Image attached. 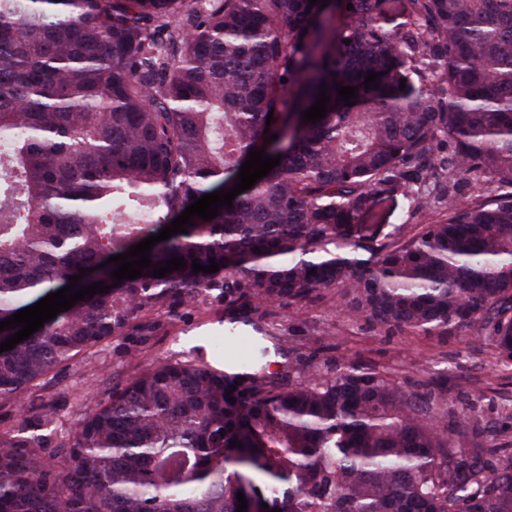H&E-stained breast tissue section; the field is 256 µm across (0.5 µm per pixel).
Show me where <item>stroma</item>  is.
I'll list each match as a JSON object with an SVG mask.
<instances>
[{
	"mask_svg": "<svg viewBox=\"0 0 512 512\" xmlns=\"http://www.w3.org/2000/svg\"><path fill=\"white\" fill-rule=\"evenodd\" d=\"M338 302L328 291L310 302L267 307L261 325L281 340L279 372L294 377L310 366L327 374L341 362L357 361L393 374L407 388L432 391L447 405L472 403L488 425L480 438L492 444L494 457L512 455V363L500 359L487 336L476 329L401 331L351 319ZM232 314L220 300L143 314L123 335L58 365L32 397L54 405L58 429H67L78 411L124 388L138 369L189 355L185 337L223 335Z\"/></svg>",
	"mask_w": 512,
	"mask_h": 512,
	"instance_id": "stroma-1",
	"label": "stroma"
}]
</instances>
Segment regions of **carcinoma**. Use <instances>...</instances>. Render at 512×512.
<instances>
[{
  "mask_svg": "<svg viewBox=\"0 0 512 512\" xmlns=\"http://www.w3.org/2000/svg\"><path fill=\"white\" fill-rule=\"evenodd\" d=\"M324 83L327 115L303 122ZM1 132L0 321L82 268L110 290L0 353V402L22 409L0 431V512H236L240 492L267 512H512V458L491 471L448 435L475 407L352 361L287 383L258 324L339 289L353 319L477 327L512 360V0H0ZM262 146L281 156L268 176L112 287L102 263ZM398 193L409 235L361 223ZM174 257L186 268L153 277ZM214 299L243 311L224 339L258 332L237 372L154 364L64 432L25 407L141 314Z\"/></svg>",
  "mask_w": 512,
  "mask_h": 512,
  "instance_id": "carcinoma-1",
  "label": "carcinoma"
}]
</instances>
